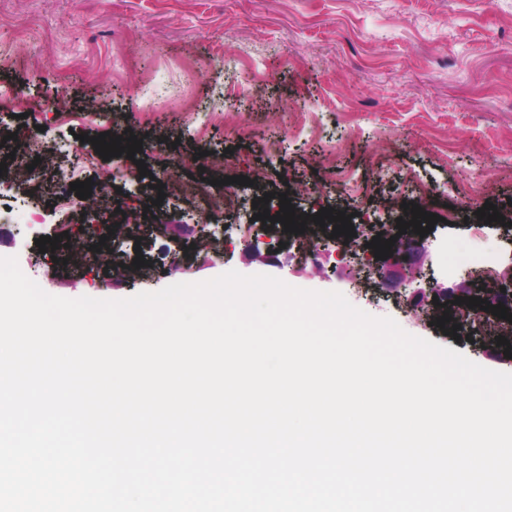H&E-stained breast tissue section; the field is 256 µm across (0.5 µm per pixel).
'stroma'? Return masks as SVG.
I'll use <instances>...</instances> for the list:
<instances>
[{"mask_svg": "<svg viewBox=\"0 0 512 512\" xmlns=\"http://www.w3.org/2000/svg\"><path fill=\"white\" fill-rule=\"evenodd\" d=\"M0 97L17 102L0 107L1 150L40 136L58 153L43 180L61 170L107 188L85 201L33 184L0 190V256L17 257L47 293L120 299L231 269L270 274L339 291L413 335L512 372L494 336L473 328L454 340L435 325L439 306L405 303L409 290L453 286L471 265L512 273V0H0ZM129 131L142 143L134 161L102 160L90 142ZM205 151L223 166L200 168ZM164 170L174 179L159 203L153 176ZM239 175L248 185L235 184ZM325 177L336 185L318 191ZM474 181L477 192L462 197L458 185ZM200 183L205 195L179 191ZM259 183L271 214L284 191L306 214H350L354 237L312 223L287 236L257 220ZM218 194L225 206L214 222L233 243L222 253L197 247L194 229ZM409 202L439 223L389 282L368 279L360 255L373 237L396 235ZM488 202L505 223L478 219ZM96 203L124 213L156 205L163 229L126 225L111 242L110 271L89 276L75 254L100 241L82 230ZM70 230L82 232L79 248L40 253L36 239ZM343 249L350 258L335 261ZM462 252L471 265L458 263ZM138 254L144 265L121 275Z\"/></svg>", "mask_w": 512, "mask_h": 512, "instance_id": "stroma-1", "label": "stroma"}]
</instances>
